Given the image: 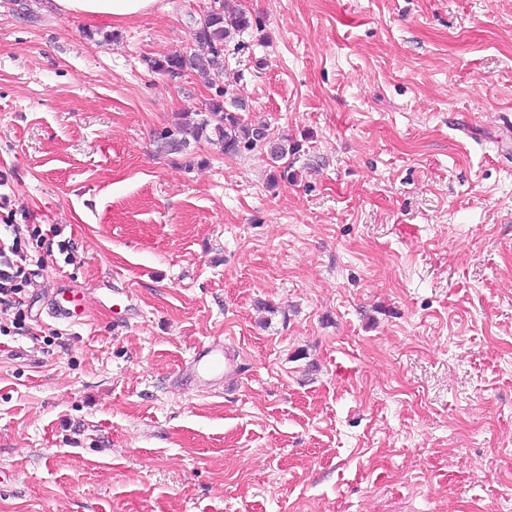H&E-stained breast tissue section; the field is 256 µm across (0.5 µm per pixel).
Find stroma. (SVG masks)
I'll return each mask as SVG.
<instances>
[{
	"mask_svg": "<svg viewBox=\"0 0 512 512\" xmlns=\"http://www.w3.org/2000/svg\"><path fill=\"white\" fill-rule=\"evenodd\" d=\"M166 2L0 0V512H512V0H236L224 81L301 142L288 183L160 152L210 94L147 66L210 0ZM213 338L235 378L185 391ZM159 0H43L45 10L58 16L107 18L119 24L149 12ZM2 226L4 230L13 234L10 242L7 237L2 238ZM18 225L1 224L0 225V305L1 314H8L11 309H15L12 324L16 328L25 319V314L18 308L22 305L21 294L27 283V273L25 264L27 255L21 248H18ZM2 305L4 306L2 308ZM45 314L57 321L66 324H76L85 316V308L81 300L68 288H56L43 302Z\"/></svg>",
	"mask_w": 512,
	"mask_h": 512,
	"instance_id": "stroma-1",
	"label": "stroma"
}]
</instances>
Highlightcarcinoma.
Instances as JSON below:
<instances>
[{
  "label": "carcinoma",
  "instance_id": "obj_1",
  "mask_svg": "<svg viewBox=\"0 0 512 512\" xmlns=\"http://www.w3.org/2000/svg\"><path fill=\"white\" fill-rule=\"evenodd\" d=\"M255 26H260V20L249 12L232 9L225 0H214L204 21L191 22L192 42L186 51L148 61L156 74L177 78L189 72L212 90L205 111L182 113L172 127L159 132L157 142L162 152L184 158L190 142L202 140L218 143L230 155L267 145L275 163L300 152L298 142L273 140L267 125L243 118L242 113L248 110L243 99H228L225 90L214 88L213 75L225 70L228 44Z\"/></svg>",
  "mask_w": 512,
  "mask_h": 512
}]
</instances>
